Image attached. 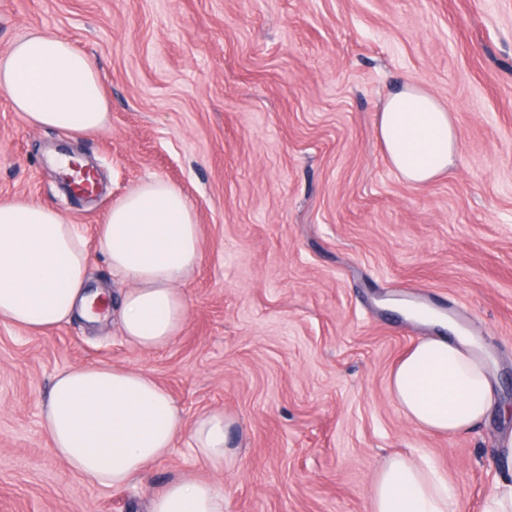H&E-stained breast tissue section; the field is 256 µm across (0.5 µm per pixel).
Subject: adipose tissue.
Listing matches in <instances>:
<instances>
[{
	"label": "adipose tissue",
	"mask_w": 512,
	"mask_h": 512,
	"mask_svg": "<svg viewBox=\"0 0 512 512\" xmlns=\"http://www.w3.org/2000/svg\"><path fill=\"white\" fill-rule=\"evenodd\" d=\"M0 93L35 126L86 135L109 125V104L88 57L46 31L30 32L0 56ZM378 136L409 183H428L453 164L452 116L418 84L387 95ZM97 244L126 284L119 296L90 285L85 238L64 214L27 199H0V322L34 333L74 318L96 323V302L112 300L129 345L148 353L167 348L188 321L180 285L201 260L190 201L165 180L144 182L111 204ZM389 393L405 418L430 434L469 432L494 406L489 367L459 335L419 341L391 372ZM42 420L55 456L92 485L127 486L166 459L185 433L212 468H223L229 451L223 412L186 421L151 374L105 362L58 374ZM150 512H224V493L207 480H174L152 495ZM370 512H451L448 482L426 460L393 458L374 478Z\"/></svg>",
	"instance_id": "1"
}]
</instances>
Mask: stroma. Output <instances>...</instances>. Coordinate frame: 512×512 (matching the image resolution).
Listing matches in <instances>:
<instances>
[{
	"instance_id": "obj_1",
	"label": "stroma",
	"mask_w": 512,
	"mask_h": 512,
	"mask_svg": "<svg viewBox=\"0 0 512 512\" xmlns=\"http://www.w3.org/2000/svg\"><path fill=\"white\" fill-rule=\"evenodd\" d=\"M34 30L86 54L112 119L84 136L34 127L0 95V198L62 212L106 287L98 226L161 178L192 203L202 260L185 330L159 352L129 346L114 315L37 336L0 323V512H147L178 478L223 487L224 512H368L397 455L447 475L453 512H482L512 482V0H0V55ZM405 81L458 130L453 166L423 186L377 136ZM60 144L95 166L96 196L66 194L44 158ZM406 301L488 363L499 409L470 432L422 433L389 396L398 360L442 332ZM96 362L148 371L186 420L223 411V469L183 437L123 488L71 473L41 407L57 374Z\"/></svg>"
}]
</instances>
